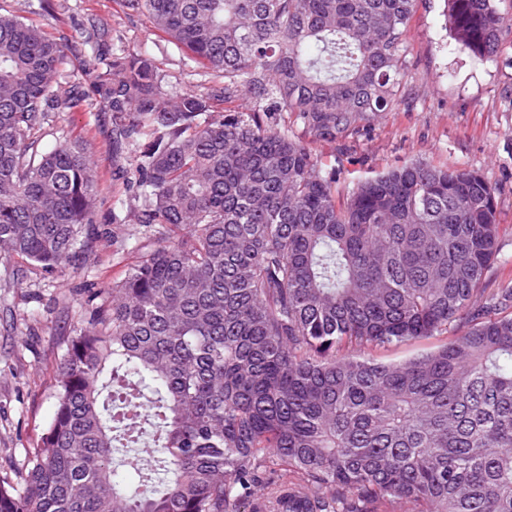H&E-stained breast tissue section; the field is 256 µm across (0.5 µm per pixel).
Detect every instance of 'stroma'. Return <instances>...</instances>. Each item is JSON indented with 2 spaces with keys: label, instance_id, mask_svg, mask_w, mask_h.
Returning a JSON list of instances; mask_svg holds the SVG:
<instances>
[{
  "label": "stroma",
  "instance_id": "35a3bbf8",
  "mask_svg": "<svg viewBox=\"0 0 512 512\" xmlns=\"http://www.w3.org/2000/svg\"><path fill=\"white\" fill-rule=\"evenodd\" d=\"M0 10L69 42L63 88L82 103L54 113L46 132L87 143L98 177L97 239L79 262L50 276L0 260V480L14 482L53 418L56 365L92 309L90 293L104 295L139 257L136 151L117 143L124 119L100 92L112 80L113 54H145L165 90L208 93L223 87L224 76L191 62L122 0H0ZM405 55L406 76L392 110L311 149L335 169L340 204L359 180L415 160L479 171L499 190L502 249L488 285L512 284V34L496 56L478 59L450 38L445 0H419Z\"/></svg>",
  "mask_w": 512,
  "mask_h": 512
}]
</instances>
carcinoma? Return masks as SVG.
<instances>
[{"label":"carcinoma","instance_id":"cac0c4a2","mask_svg":"<svg viewBox=\"0 0 512 512\" xmlns=\"http://www.w3.org/2000/svg\"><path fill=\"white\" fill-rule=\"evenodd\" d=\"M219 92L112 57L103 96L139 144L155 248L56 371V409L0 512H512V286L496 186L415 161L336 205L334 142L393 106L418 0H124ZM458 46L497 54V0H447ZM67 45L0 13V257L55 274L88 245L90 149L44 145ZM241 87L259 110L226 107ZM447 334L400 363L350 349ZM279 477L271 480L266 472Z\"/></svg>","mask_w":512,"mask_h":512}]
</instances>
